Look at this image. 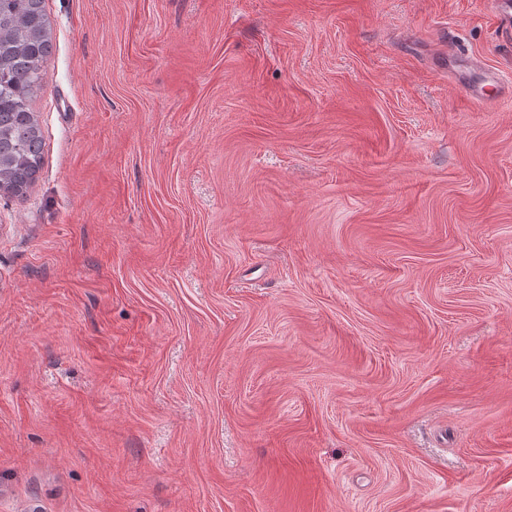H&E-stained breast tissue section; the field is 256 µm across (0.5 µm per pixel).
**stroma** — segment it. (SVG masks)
<instances>
[{"instance_id": "35a3bbf8", "label": "stroma", "mask_w": 512, "mask_h": 512, "mask_svg": "<svg viewBox=\"0 0 512 512\" xmlns=\"http://www.w3.org/2000/svg\"><path fill=\"white\" fill-rule=\"evenodd\" d=\"M44 6L0 512H512L492 0Z\"/></svg>"}]
</instances>
